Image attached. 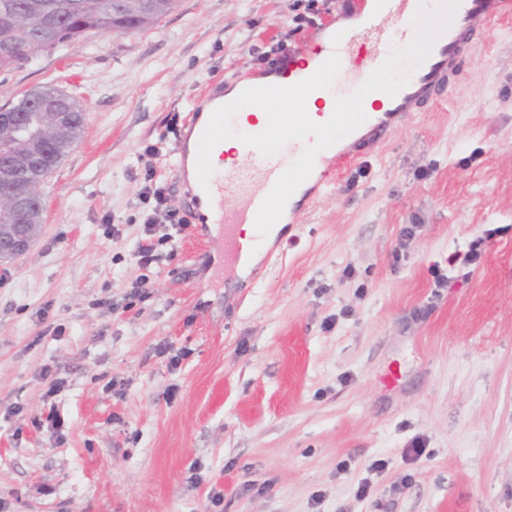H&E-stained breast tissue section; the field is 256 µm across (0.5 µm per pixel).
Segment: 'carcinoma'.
<instances>
[{"label": "carcinoma", "mask_w": 512, "mask_h": 512, "mask_svg": "<svg viewBox=\"0 0 512 512\" xmlns=\"http://www.w3.org/2000/svg\"><path fill=\"white\" fill-rule=\"evenodd\" d=\"M177 0H0V73L21 70L64 46L81 44L91 35L138 33L156 26ZM41 26H32V10ZM85 114L80 102L68 96L60 110L44 109L25 93L0 106V158L29 153L45 145L48 155L40 166H22L15 181L37 194L31 212L19 215L0 209L1 224H40L44 180L81 137Z\"/></svg>", "instance_id": "obj_1"}]
</instances>
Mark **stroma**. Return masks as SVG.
<instances>
[{
  "label": "stroma",
  "mask_w": 512,
  "mask_h": 512,
  "mask_svg": "<svg viewBox=\"0 0 512 512\" xmlns=\"http://www.w3.org/2000/svg\"><path fill=\"white\" fill-rule=\"evenodd\" d=\"M293 2L178 0L149 31L92 36L0 84V105L53 84L86 113L36 242L0 263L7 512H512V13L480 22L434 101L337 162L252 275L194 223L174 257L133 259L140 154L159 145L181 207L179 134L203 86L266 75L280 39L292 54L318 39L289 36ZM15 406L55 410L62 436Z\"/></svg>",
  "instance_id": "35a3bbf8"
}]
</instances>
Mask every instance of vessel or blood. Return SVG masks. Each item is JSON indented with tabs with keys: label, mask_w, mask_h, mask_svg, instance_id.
I'll list each match as a JSON object with an SVG mask.
<instances>
[{
	"label": "vessel or blood",
	"mask_w": 512,
	"mask_h": 512,
	"mask_svg": "<svg viewBox=\"0 0 512 512\" xmlns=\"http://www.w3.org/2000/svg\"><path fill=\"white\" fill-rule=\"evenodd\" d=\"M428 0H357L350 15L348 29L331 28L329 35L335 46L336 70L353 75L355 100L361 101L358 121L346 135L336 137L334 146L316 145L300 152L294 144L295 117L285 113L274 115L271 131L287 143V155H279L252 143L242 159L224 169L214 170L206 156L210 141L223 137L224 129L234 117L221 108L223 83L209 86L203 95V109L190 113L187 132L182 140L180 179L192 210L198 211L199 224L215 222L224 228V251L233 259H241L245 249H261L269 225L275 222L274 201L287 196L293 184L312 165L323 173L314 184L323 191L333 181L324 164L328 155L336 159L361 155L364 141L371 136L385 138L394 128L396 117L416 111L432 101L446 88L454 76L468 47L480 40V20L495 18L512 10V0H451L452 19L436 40L429 44L412 76L404 81L380 85L375 75L391 66V49L409 44L416 33L417 20ZM298 58L288 57L274 69L275 84L248 88L243 98L251 101L260 94H287L291 90L311 88L326 93L325 82L306 80ZM232 193L236 206L233 213L218 211L208 219L205 206L212 196ZM241 224H252L256 235L250 244H243L237 233Z\"/></svg>",
	"instance_id": "obj_1"
}]
</instances>
